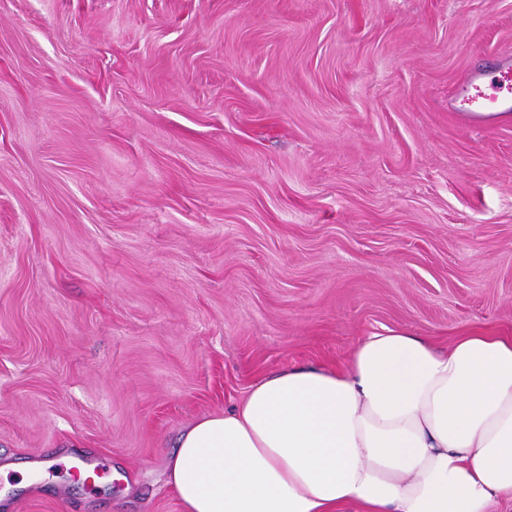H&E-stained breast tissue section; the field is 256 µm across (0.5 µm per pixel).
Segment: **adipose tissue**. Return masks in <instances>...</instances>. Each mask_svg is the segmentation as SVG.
I'll list each match as a JSON object with an SVG mask.
<instances>
[{"label": "adipose tissue", "mask_w": 512, "mask_h": 512, "mask_svg": "<svg viewBox=\"0 0 512 512\" xmlns=\"http://www.w3.org/2000/svg\"><path fill=\"white\" fill-rule=\"evenodd\" d=\"M166 471L183 512H493L512 503V336L370 334L188 425Z\"/></svg>", "instance_id": "1"}]
</instances>
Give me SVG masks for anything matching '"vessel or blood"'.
Listing matches in <instances>:
<instances>
[{"label":"vessel or blood","instance_id":"b4317fda","mask_svg":"<svg viewBox=\"0 0 512 512\" xmlns=\"http://www.w3.org/2000/svg\"><path fill=\"white\" fill-rule=\"evenodd\" d=\"M449 109L468 124L479 123L484 112H512V63L471 73L457 87Z\"/></svg>","mask_w":512,"mask_h":512}]
</instances>
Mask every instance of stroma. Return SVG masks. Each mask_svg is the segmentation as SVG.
Masks as SVG:
<instances>
[{
	"label": "stroma",
	"mask_w": 512,
	"mask_h": 512,
	"mask_svg": "<svg viewBox=\"0 0 512 512\" xmlns=\"http://www.w3.org/2000/svg\"><path fill=\"white\" fill-rule=\"evenodd\" d=\"M507 56L512 0H0V465L56 461L9 512H182L265 375L512 336V122L448 109Z\"/></svg>",
	"instance_id": "1"
}]
</instances>
